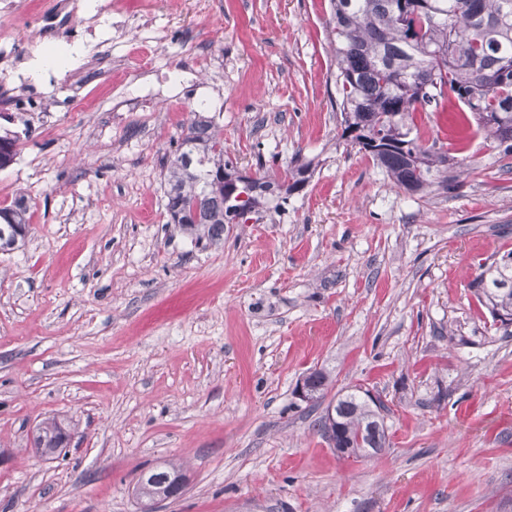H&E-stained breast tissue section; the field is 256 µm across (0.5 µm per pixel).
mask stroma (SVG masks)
<instances>
[{
  "mask_svg": "<svg viewBox=\"0 0 512 512\" xmlns=\"http://www.w3.org/2000/svg\"><path fill=\"white\" fill-rule=\"evenodd\" d=\"M52 48L66 84L0 95V207L25 193L23 246L0 252V512H140L139 474L183 464L158 512H512V336L470 283L512 252V156L474 134L455 190L410 193L341 137L329 0H126L157 41L118 37L104 0ZM211 73L176 102L130 106ZM221 112L235 166L314 172L224 240L165 210L163 166L189 108ZM324 400L298 399L313 370ZM385 408L361 458L318 430L353 386ZM73 436L41 457L40 422Z\"/></svg>",
  "mask_w": 512,
  "mask_h": 512,
  "instance_id": "obj_1",
  "label": "stroma"
}]
</instances>
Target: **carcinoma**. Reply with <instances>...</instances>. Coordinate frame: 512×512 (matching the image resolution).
<instances>
[{
  "label": "carcinoma",
  "instance_id": "cac0c4a2",
  "mask_svg": "<svg viewBox=\"0 0 512 512\" xmlns=\"http://www.w3.org/2000/svg\"><path fill=\"white\" fill-rule=\"evenodd\" d=\"M335 46L342 92L341 137L358 147L398 187L417 193L432 185L460 187L448 174L451 158L424 145L414 113L431 103L455 102L460 122L512 154V0H330L327 23ZM433 75L432 96L420 84ZM180 143L164 169L166 211L196 240L217 243L224 225L244 224L263 202L286 201L310 178L311 162L295 158L231 194L224 182V132L204 112L189 111ZM16 138L0 136V168L16 156ZM31 208L23 195L0 207V249L20 247ZM493 321L512 327V264L490 265L471 283ZM310 400L324 398L326 373L307 376ZM382 401L354 389L331 409L339 431L336 447L360 457L383 446ZM68 426L48 418L36 440L54 455L65 447ZM183 471L173 464L140 474L136 490L151 500L172 495Z\"/></svg>",
  "mask_w": 512,
  "mask_h": 512
}]
</instances>
